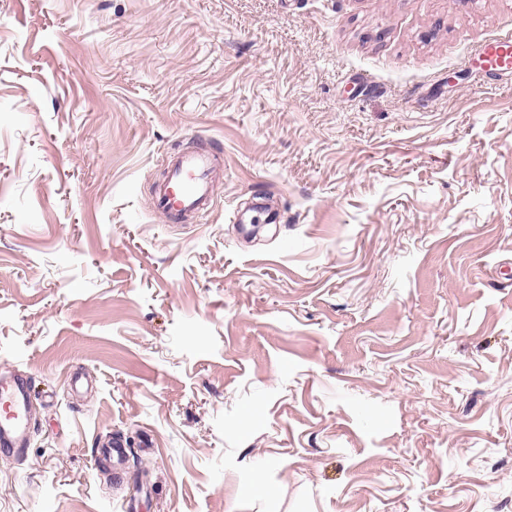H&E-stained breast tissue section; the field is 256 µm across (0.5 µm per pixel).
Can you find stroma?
<instances>
[{"label": "stroma", "instance_id": "1", "mask_svg": "<svg viewBox=\"0 0 512 512\" xmlns=\"http://www.w3.org/2000/svg\"><path fill=\"white\" fill-rule=\"evenodd\" d=\"M505 33L512 0H0V512H512ZM201 139L180 223L151 193ZM483 55L490 72L512 74V35L500 36L487 43ZM218 177V157L201 141L171 163L166 180L157 187L153 206L162 214L190 215L200 222L210 209ZM31 386L23 377L0 376V452L20 453L29 444Z\"/></svg>", "mask_w": 512, "mask_h": 512}]
</instances>
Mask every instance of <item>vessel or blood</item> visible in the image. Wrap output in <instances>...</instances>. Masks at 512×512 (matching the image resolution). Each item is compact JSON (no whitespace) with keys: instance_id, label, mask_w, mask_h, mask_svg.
<instances>
[{"instance_id":"1","label":"vessel or blood","mask_w":512,"mask_h":512,"mask_svg":"<svg viewBox=\"0 0 512 512\" xmlns=\"http://www.w3.org/2000/svg\"><path fill=\"white\" fill-rule=\"evenodd\" d=\"M484 61L490 72L512 74V35L486 44ZM219 160L206 145L182 153L170 165L154 195L156 211L172 216L204 219L214 198ZM31 386L24 378L0 376V452L19 453L27 448L30 432Z\"/></svg>"}]
</instances>
